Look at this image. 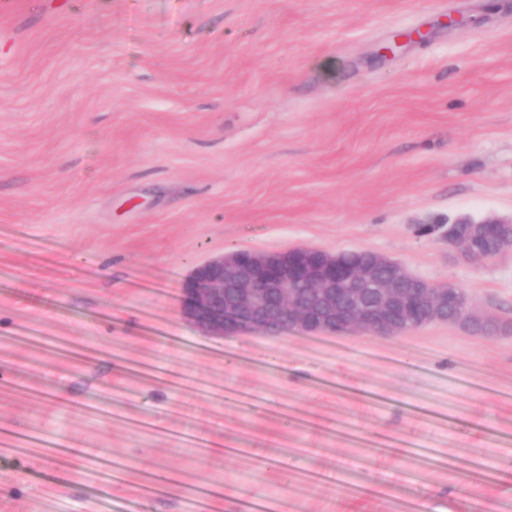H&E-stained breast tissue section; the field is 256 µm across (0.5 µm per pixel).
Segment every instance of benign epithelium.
Listing matches in <instances>:
<instances>
[{
	"label": "benign epithelium",
	"mask_w": 512,
	"mask_h": 512,
	"mask_svg": "<svg viewBox=\"0 0 512 512\" xmlns=\"http://www.w3.org/2000/svg\"><path fill=\"white\" fill-rule=\"evenodd\" d=\"M442 236L462 259L483 261L512 249V221L450 224ZM182 292L185 317L213 336L289 327L395 336L431 323L491 334L498 327L471 300L458 301L455 283L435 286L371 251L237 250L197 266Z\"/></svg>",
	"instance_id": "7a95c632"
}]
</instances>
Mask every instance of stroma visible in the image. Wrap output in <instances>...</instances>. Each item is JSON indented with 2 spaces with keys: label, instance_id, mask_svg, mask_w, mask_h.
I'll use <instances>...</instances> for the list:
<instances>
[{
  "label": "stroma",
  "instance_id": "1",
  "mask_svg": "<svg viewBox=\"0 0 512 512\" xmlns=\"http://www.w3.org/2000/svg\"><path fill=\"white\" fill-rule=\"evenodd\" d=\"M412 40L385 53L396 35ZM512 0H0V512H512V332L211 336L239 249L512 322ZM442 236L448 239V244L462 259L483 261L512 249V221L490 219L478 223L448 224Z\"/></svg>",
  "mask_w": 512,
  "mask_h": 512
}]
</instances>
